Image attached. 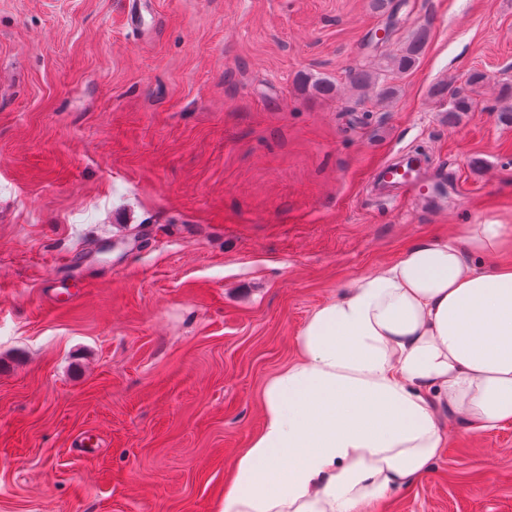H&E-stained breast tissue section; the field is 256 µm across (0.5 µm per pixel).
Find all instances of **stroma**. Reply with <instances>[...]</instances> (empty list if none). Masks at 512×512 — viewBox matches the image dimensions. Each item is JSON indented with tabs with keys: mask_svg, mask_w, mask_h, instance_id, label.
<instances>
[{
	"mask_svg": "<svg viewBox=\"0 0 512 512\" xmlns=\"http://www.w3.org/2000/svg\"><path fill=\"white\" fill-rule=\"evenodd\" d=\"M147 2L0 0V512H219L316 307L512 224V0ZM421 27L393 98L350 85ZM409 159L415 206L375 178ZM441 427L367 512H512V423ZM435 94L438 96H447L449 98L448 114L454 115L456 112H474L476 104L471 97L464 94L462 88H448L447 86L440 85L435 89Z\"/></svg>",
	"mask_w": 512,
	"mask_h": 512,
	"instance_id": "obj_1",
	"label": "stroma"
}]
</instances>
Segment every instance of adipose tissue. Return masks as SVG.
Wrapping results in <instances>:
<instances>
[{"label":"adipose tissue","instance_id":"obj_1","mask_svg":"<svg viewBox=\"0 0 512 512\" xmlns=\"http://www.w3.org/2000/svg\"><path fill=\"white\" fill-rule=\"evenodd\" d=\"M511 242L512 224L458 225L314 309L220 512H363L437 457L441 413L471 431L512 422V266L494 263Z\"/></svg>","mask_w":512,"mask_h":512}]
</instances>
